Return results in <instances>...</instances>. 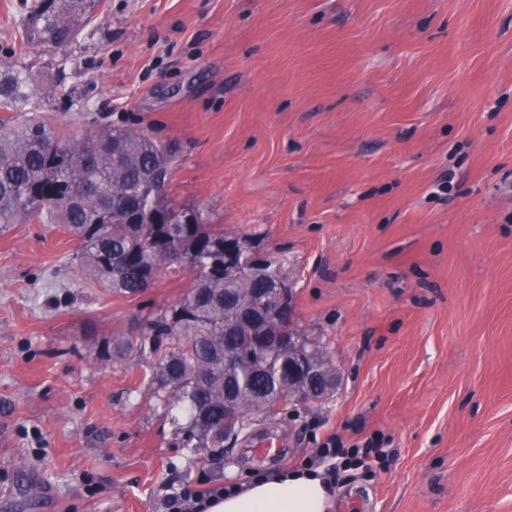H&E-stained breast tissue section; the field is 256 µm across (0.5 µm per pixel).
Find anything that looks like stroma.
<instances>
[{"label": "stroma", "mask_w": 512, "mask_h": 512, "mask_svg": "<svg viewBox=\"0 0 512 512\" xmlns=\"http://www.w3.org/2000/svg\"><path fill=\"white\" fill-rule=\"evenodd\" d=\"M25 16L0 0V62L32 63L42 118L173 145L172 197L276 260L341 380L208 465L152 360L99 356L189 272L112 293L65 226L2 224L0 512H166L333 433L395 451L339 473L334 512H512V0H100L75 42L22 59ZM270 430L274 464L251 452Z\"/></svg>", "instance_id": "1"}]
</instances>
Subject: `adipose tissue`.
Masks as SVG:
<instances>
[{
  "instance_id": "ef3b65f1",
  "label": "adipose tissue",
  "mask_w": 512,
  "mask_h": 512,
  "mask_svg": "<svg viewBox=\"0 0 512 512\" xmlns=\"http://www.w3.org/2000/svg\"><path fill=\"white\" fill-rule=\"evenodd\" d=\"M332 487L319 469L256 476L242 490L210 501L206 512H331Z\"/></svg>"
}]
</instances>
